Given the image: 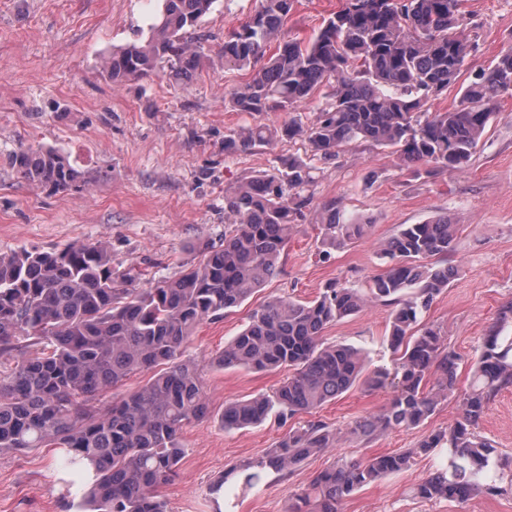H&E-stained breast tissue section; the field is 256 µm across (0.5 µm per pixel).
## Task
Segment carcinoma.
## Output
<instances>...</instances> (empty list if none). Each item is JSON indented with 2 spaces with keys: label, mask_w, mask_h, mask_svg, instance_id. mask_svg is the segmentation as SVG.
Masks as SVG:
<instances>
[{
  "label": "carcinoma",
  "mask_w": 512,
  "mask_h": 512,
  "mask_svg": "<svg viewBox=\"0 0 512 512\" xmlns=\"http://www.w3.org/2000/svg\"><path fill=\"white\" fill-rule=\"evenodd\" d=\"M148 33L112 50L103 69L115 86L163 72L191 81L203 65L208 36L202 18L214 0H156ZM295 0H259L254 13L224 36L227 70L262 63L251 81L224 96V108L256 114L285 109L324 91L312 121L293 116L278 130L254 126L224 135V153L245 152L279 138L308 142L328 159L355 141L389 148L413 172L466 166L494 116L512 98V48L487 70L464 78L472 42L465 34L462 0H344L307 41L267 47ZM459 104L444 112L427 105L450 89ZM9 165L26 181L51 192L80 188L84 179L52 148L21 145ZM311 166L288 157L224 195V240L178 273L137 288V276L112 267L104 242H73L50 251L21 248L0 255V452L56 444L69 462L94 469L84 512H167L160 489L180 468L183 427L210 413L198 365L184 359L203 322L224 317L280 273L291 224L304 217ZM329 249L364 237L368 225L342 218L336 202L319 214ZM457 225L442 213L404 224L382 246L386 268L365 289L329 283L316 299L272 297L255 308L242 330L210 359L221 369L286 368L273 391L224 405L226 429L269 417L313 413L363 384L393 388L389 404L364 418L368 438L412 428L430 418L456 390L459 358L442 332L422 323L424 313L458 270L448 264ZM382 303L393 307L389 342L396 368L365 373L364 354L322 341L331 324ZM469 392L448 428L404 452L337 461L318 472L288 512H338L342 501L378 479L408 470L415 458L448 445V464L415 488L421 499L464 500L506 488L480 482L497 450L475 432L497 394L512 388V302L482 339L471 364ZM142 386L119 389L137 375ZM435 382H430V379ZM112 393V406L91 402ZM338 431L322 421L288 433L261 460L233 466L210 492L232 483L255 488L271 471L282 474L334 448Z\"/></svg>",
  "instance_id": "1"
}]
</instances>
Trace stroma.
<instances>
[{"instance_id": "obj_1", "label": "stroma", "mask_w": 512, "mask_h": 512, "mask_svg": "<svg viewBox=\"0 0 512 512\" xmlns=\"http://www.w3.org/2000/svg\"><path fill=\"white\" fill-rule=\"evenodd\" d=\"M155 5L156 0H0V254L103 241L113 266L141 272L138 285L145 288L193 262L204 246L222 242L226 192L271 170L279 157L310 159L315 177L307 190L310 203L304 219L292 226L279 277L222 320L203 323L192 338L188 356L203 369L212 413L184 427L186 456L162 488L169 512H215L208 487L225 469L262 458L288 430L309 419L323 421L340 433L335 448L287 476L268 474L235 507V512H286L289 495L307 490L314 475L336 459L403 451L457 418L481 339L501 305L512 300V98L496 105L471 161L453 172L414 174L397 154L368 143L350 144L327 160L313 157L299 140L228 156L229 131L255 123L277 128L292 115L307 123L321 101L256 116L225 109V92L248 82L253 72L225 70L220 49L225 34L247 20L258 0H215L202 19L211 36L204 63L190 85L158 73L113 87L104 58L147 32ZM340 6L341 0H298L277 43L309 39ZM464 9L474 44L465 75L472 78L512 47V0H464ZM23 143L68 155L84 175V188L54 193L28 183L8 163ZM330 201L344 218L362 219L370 230L326 257L317 217ZM443 212L461 226L448 258L458 274L424 320L443 329L449 350L461 359L457 396L420 426L391 429L370 440L354 428L383 410L390 388L354 389L310 415L224 429L225 402L271 391L284 377L280 371L210 365L252 309L272 296L312 300L333 280L368 287L386 267L382 243L401 225ZM390 312L387 306H370L328 327L324 338L362 349L370 367H391ZM478 432L500 455H512V388L495 397ZM446 459L443 451L417 458L407 471L355 493L340 512H512V491L463 502L415 498L412 487ZM84 485L81 472L67 466L64 449L0 453V512H78Z\"/></svg>"}]
</instances>
